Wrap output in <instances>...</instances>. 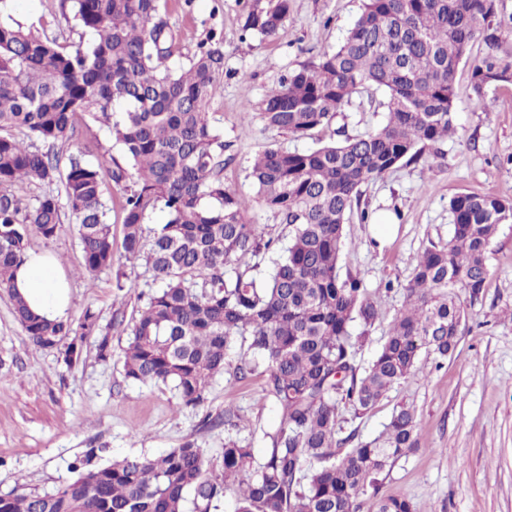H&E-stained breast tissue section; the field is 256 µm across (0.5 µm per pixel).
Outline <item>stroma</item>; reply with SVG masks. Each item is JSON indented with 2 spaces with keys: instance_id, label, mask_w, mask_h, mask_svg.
I'll use <instances>...</instances> for the list:
<instances>
[{
  "instance_id": "stroma-1",
  "label": "stroma",
  "mask_w": 512,
  "mask_h": 512,
  "mask_svg": "<svg viewBox=\"0 0 512 512\" xmlns=\"http://www.w3.org/2000/svg\"><path fill=\"white\" fill-rule=\"evenodd\" d=\"M246 0H162L161 12L173 29L186 63L209 29L224 35V88L212 110L218 132L230 142L235 162L224 168L225 184L250 204L249 219L267 236L287 245L289 228L262 207L246 177L254 155L271 146L290 150L375 131L387 121L384 90L354 93L331 126L313 136L294 138L266 129L259 119L240 114L260 100L281 76L315 60L322 49L338 46L361 12L362 0H291L279 36L263 40L244 33ZM13 17L44 27L48 34L79 42L81 29L62 0H12ZM456 135L439 155L398 164L384 177L362 186L357 206L343 230L338 274L355 277L372 294L379 316L371 329L352 323V334L368 332L357 354L361 367L374 359L382 339L404 307V290L419 255L452 237L449 200L478 193L512 200V82L497 83L476 94L471 66L456 74ZM112 144L107 127L80 118L74 145L95 164ZM114 266L89 275L82 271L78 228L70 211L52 240L31 238V252L57 257L70 288L69 320L93 310L107 327L111 355L101 358L99 336L86 337L80 359L66 365L57 350L34 346L15 320L12 301L0 289V494L15 490L50 492L70 476V465L88 449L97 464L115 458L152 457L185 440L204 448L214 472L223 469L225 437L249 443L262 463L269 443L263 433L280 413L265 391L263 376L242 381L216 376L202 407L183 406L164 385H143L124 376L122 350L127 333L111 330L113 318L131 319L137 299L117 300L116 272L142 285L152 278L144 261H129L122 247L119 210L122 191L112 180ZM397 214V232L376 243L361 211ZM489 276L476 299L464 300L465 325L459 344L442 367L420 357L413 376L395 386L369 413L341 410L345 432L378 436L400 405L413 406L420 421L419 446L380 477L379 493L410 500L414 512H512V224L499 225L486 253ZM391 292H384V284ZM240 415L238 427L214 425L225 411Z\"/></svg>"
}]
</instances>
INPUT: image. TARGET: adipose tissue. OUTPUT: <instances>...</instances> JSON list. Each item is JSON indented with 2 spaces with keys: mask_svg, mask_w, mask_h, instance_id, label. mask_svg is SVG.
I'll return each mask as SVG.
<instances>
[{
  "mask_svg": "<svg viewBox=\"0 0 512 512\" xmlns=\"http://www.w3.org/2000/svg\"><path fill=\"white\" fill-rule=\"evenodd\" d=\"M15 286L35 312L50 320L66 319L68 288L54 257L29 253L16 271Z\"/></svg>",
  "mask_w": 512,
  "mask_h": 512,
  "instance_id": "ef3b65f1",
  "label": "adipose tissue"
}]
</instances>
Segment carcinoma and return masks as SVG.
<instances>
[{
  "instance_id": "obj_1",
  "label": "carcinoma",
  "mask_w": 512,
  "mask_h": 512,
  "mask_svg": "<svg viewBox=\"0 0 512 512\" xmlns=\"http://www.w3.org/2000/svg\"><path fill=\"white\" fill-rule=\"evenodd\" d=\"M0 0V288L15 319L38 348L71 363L77 340L98 329L87 309L78 323L50 322L14 288L30 236L61 230L59 196L30 202L13 192L22 182L59 184L78 224L82 268L112 267L113 241L103 172L122 187L123 249L142 260L159 287L132 317L123 351L125 377L170 384L182 404L199 407L213 378L242 381L260 370L280 422L266 433L264 461L252 448L224 440V470L209 469L193 441L153 457L106 465L94 453L52 492L0 495V512H214L230 488L235 512H361L372 492L376 512H413L403 497L378 496L379 476L416 448L415 409L396 410L371 440L342 436L341 406L365 414L413 373L421 354L440 366L462 334L460 294L478 297L488 278L486 253L498 225L512 222V201L476 193L451 198L448 246L421 254L405 288L406 306L371 366L358 350L377 318L360 280H342L337 264L343 228L361 186L456 133L455 76L471 45L488 52L472 67L471 84L508 81L512 64L495 53L498 0H364L344 41L283 76L244 117L258 116L280 134L306 137L327 127L353 93L387 92V122L374 132L307 151L268 148L249 167L261 206L292 227L265 280L255 271L276 241L250 223L249 208L224 184V143L211 112L223 92L224 40L209 32L188 63L167 61L179 44L161 17L160 0H70L74 19L91 35L73 45L6 14ZM290 0H250L243 28L275 38ZM105 125L123 160L105 151L91 164L58 144L70 142L77 117ZM162 211L166 222L149 228ZM363 331L354 336L351 323ZM246 352L231 364L237 339Z\"/></svg>"
}]
</instances>
